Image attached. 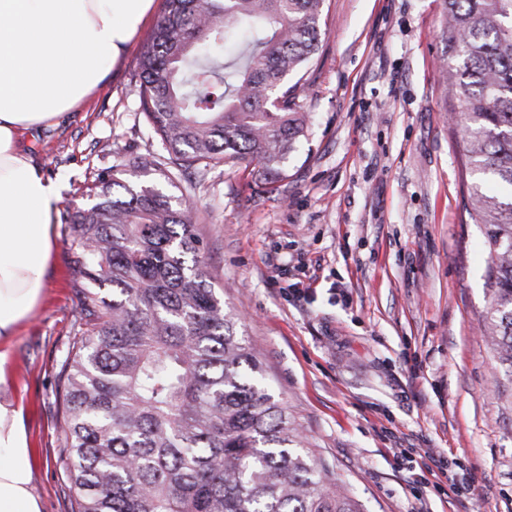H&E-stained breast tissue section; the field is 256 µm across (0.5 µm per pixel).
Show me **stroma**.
I'll return each mask as SVG.
<instances>
[{"instance_id":"35a3bbf8","label":"stroma","mask_w":512,"mask_h":512,"mask_svg":"<svg viewBox=\"0 0 512 512\" xmlns=\"http://www.w3.org/2000/svg\"><path fill=\"white\" fill-rule=\"evenodd\" d=\"M149 17L89 102L21 146L62 201L162 146L139 107ZM441 0H326L299 101L307 139L266 193L244 168L190 174L224 306L303 443L363 512H512V377L483 334L486 227L467 213L459 119L445 95ZM46 288L10 336L8 385L34 451L31 493L70 512L53 420L72 333L69 228L54 221ZM445 459L470 479L458 496Z\"/></svg>"}]
</instances>
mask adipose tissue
<instances>
[{
	"label": "adipose tissue",
	"mask_w": 512,
	"mask_h": 512,
	"mask_svg": "<svg viewBox=\"0 0 512 512\" xmlns=\"http://www.w3.org/2000/svg\"><path fill=\"white\" fill-rule=\"evenodd\" d=\"M153 0H0V334L38 304L60 200L20 149L80 107L146 21ZM31 450L21 413L0 402V512H41L29 489Z\"/></svg>",
	"instance_id": "adipose-tissue-1"
}]
</instances>
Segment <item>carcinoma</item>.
I'll list each match as a JSON object with an SVG mask.
<instances>
[{"mask_svg": "<svg viewBox=\"0 0 512 512\" xmlns=\"http://www.w3.org/2000/svg\"><path fill=\"white\" fill-rule=\"evenodd\" d=\"M325 0H163L138 62L146 151L61 212L75 336L56 362L71 512H363L302 448L224 308L191 209L193 169L257 167L276 191L308 130L299 92ZM448 100L462 108L468 213L487 225L485 335L512 369V0H442ZM486 176L508 192L489 194Z\"/></svg>", "mask_w": 512, "mask_h": 512, "instance_id": "cac0c4a2", "label": "carcinoma"}]
</instances>
